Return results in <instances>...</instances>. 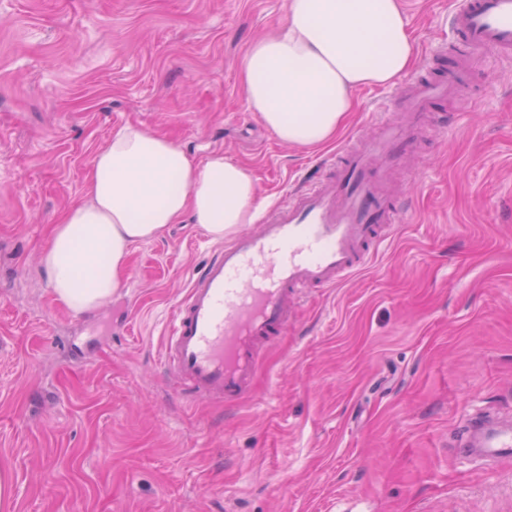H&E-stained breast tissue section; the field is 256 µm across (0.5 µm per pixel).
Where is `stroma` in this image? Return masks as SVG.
Here are the masks:
<instances>
[{"label":"stroma","mask_w":512,"mask_h":512,"mask_svg":"<svg viewBox=\"0 0 512 512\" xmlns=\"http://www.w3.org/2000/svg\"><path fill=\"white\" fill-rule=\"evenodd\" d=\"M450 0H402L416 64ZM287 0H0V471L9 512H512V461L457 455L512 421V60L410 157L413 206L357 274L311 293L232 406L167 383L168 316L216 246L191 218L135 244L95 311L55 303L40 255L125 125L244 164L259 200L373 133L362 89L332 140L281 143L248 107L251 44Z\"/></svg>","instance_id":"35a3bbf8"}]
</instances>
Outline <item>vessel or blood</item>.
<instances>
[{
  "label": "vessel or blood",
  "mask_w": 512,
  "mask_h": 512,
  "mask_svg": "<svg viewBox=\"0 0 512 512\" xmlns=\"http://www.w3.org/2000/svg\"><path fill=\"white\" fill-rule=\"evenodd\" d=\"M454 61L436 78L401 83L376 132L345 145L318 181L272 206L259 231L213 251L174 309L163 362L179 394L239 402L252 393L262 349L275 344L308 291L354 275L384 248L409 209L391 190L429 113L444 111L476 61L512 56V0H456L448 15ZM485 455L512 460V428H487Z\"/></svg>",
  "instance_id": "vessel-or-blood-1"
}]
</instances>
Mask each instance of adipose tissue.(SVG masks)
Masks as SVG:
<instances>
[{
  "instance_id": "ef3b65f1",
  "label": "adipose tissue",
  "mask_w": 512,
  "mask_h": 512,
  "mask_svg": "<svg viewBox=\"0 0 512 512\" xmlns=\"http://www.w3.org/2000/svg\"><path fill=\"white\" fill-rule=\"evenodd\" d=\"M414 59L401 0H288L284 22L248 50L241 80L277 139L309 148L346 124L356 90L394 84ZM258 209L242 164L220 153L196 162L165 136L125 125L93 157L88 196L54 224L40 265L55 302L83 314L117 291L134 244L187 216L221 240Z\"/></svg>"
}]
</instances>
